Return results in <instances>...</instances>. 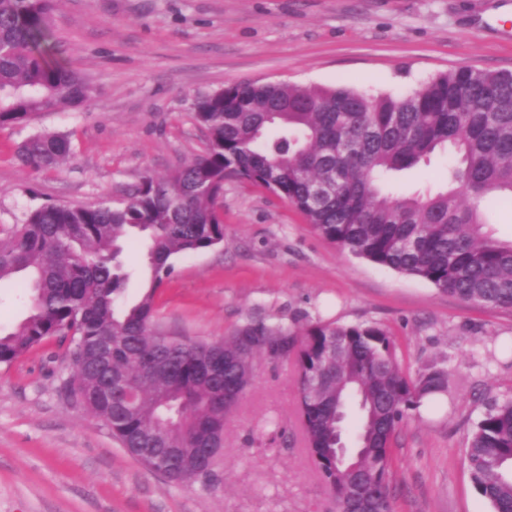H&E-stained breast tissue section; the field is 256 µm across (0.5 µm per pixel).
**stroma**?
I'll list each match as a JSON object with an SVG mask.
<instances>
[{"label": "stroma", "mask_w": 512, "mask_h": 512, "mask_svg": "<svg viewBox=\"0 0 512 512\" xmlns=\"http://www.w3.org/2000/svg\"><path fill=\"white\" fill-rule=\"evenodd\" d=\"M55 56L91 87L84 104L0 128V236L47 202L120 205L145 174L201 154L197 96L242 82L412 93L461 66L512 71V0H58ZM69 135L34 171L19 144ZM446 156L396 174L402 196L442 186ZM224 243L175 259L155 307L173 336L219 341L247 321L374 323L403 370L449 359L452 402L419 410L394 443V512H492L464 450L485 405L512 397V310L466 302L325 241L295 207L233 176ZM30 306L0 283V328ZM68 339L0 364V512H335L304 445L289 359L257 358L208 480L174 485L132 458L62 389Z\"/></svg>", "instance_id": "stroma-1"}]
</instances>
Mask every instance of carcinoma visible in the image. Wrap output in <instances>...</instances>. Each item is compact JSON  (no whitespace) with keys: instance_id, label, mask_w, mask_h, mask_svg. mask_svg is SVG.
<instances>
[{"instance_id":"1","label":"carcinoma","mask_w":512,"mask_h":512,"mask_svg":"<svg viewBox=\"0 0 512 512\" xmlns=\"http://www.w3.org/2000/svg\"><path fill=\"white\" fill-rule=\"evenodd\" d=\"M56 0H0V127L87 101L91 88L50 58ZM205 152L165 177L142 176L119 206L42 204L0 238V280L25 276L32 305L0 331V364L53 336L70 340L63 389L98 417L128 454L183 484L224 448L256 356L291 357L306 448L340 512H392L393 444L410 412L451 395L448 365L404 372L393 337L370 323L309 322L296 330L248 322L219 342L166 336L154 298L181 255L224 243L217 202L235 176L272 190L303 212L328 242L414 276L462 300L512 308V242L486 230L481 203L512 201V72L459 67L403 97L346 87L234 84L197 97ZM71 140L39 133L17 150L25 166L50 169ZM448 154L443 187L396 197L394 174ZM336 185L322 200L313 191ZM145 249L142 294L120 302L130 273L127 242ZM359 421L349 461L336 459L350 405ZM209 448L206 459L199 449ZM471 482L493 512H512V398L494 399L464 448Z\"/></svg>"}]
</instances>
